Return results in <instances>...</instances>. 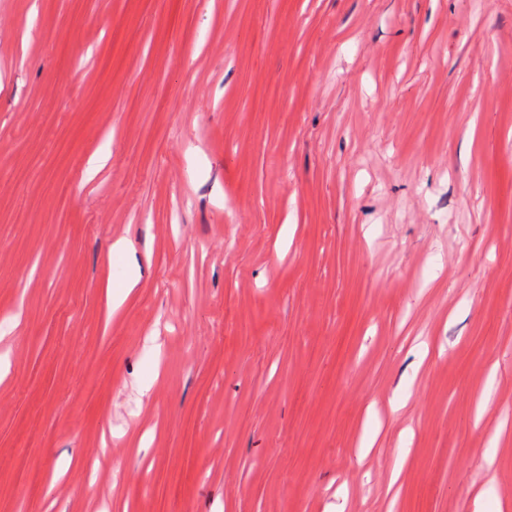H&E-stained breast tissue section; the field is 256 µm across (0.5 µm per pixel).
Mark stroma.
Wrapping results in <instances>:
<instances>
[{"instance_id":"1","label":"stroma","mask_w":512,"mask_h":512,"mask_svg":"<svg viewBox=\"0 0 512 512\" xmlns=\"http://www.w3.org/2000/svg\"><path fill=\"white\" fill-rule=\"evenodd\" d=\"M1 353L0 512H512V0H0ZM139 281V266L136 262H132L129 266V273L125 282L120 286H112L108 288V302L112 308V313L124 304L128 295L138 287Z\"/></svg>"}]
</instances>
